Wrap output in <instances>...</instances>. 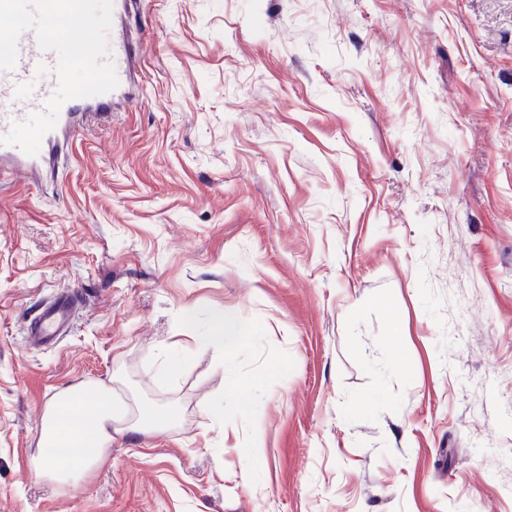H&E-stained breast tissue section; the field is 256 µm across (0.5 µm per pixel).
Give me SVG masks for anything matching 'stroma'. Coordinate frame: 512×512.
Segmentation results:
<instances>
[{"mask_svg":"<svg viewBox=\"0 0 512 512\" xmlns=\"http://www.w3.org/2000/svg\"><path fill=\"white\" fill-rule=\"evenodd\" d=\"M116 33L133 98L0 174V512H512V0H134ZM214 310L238 346H192ZM92 382L173 419L38 475ZM79 304L80 298L69 291L61 292L45 303L29 326L30 343L43 346L56 342L67 332L72 312Z\"/></svg>","mask_w":512,"mask_h":512,"instance_id":"1","label":"stroma"}]
</instances>
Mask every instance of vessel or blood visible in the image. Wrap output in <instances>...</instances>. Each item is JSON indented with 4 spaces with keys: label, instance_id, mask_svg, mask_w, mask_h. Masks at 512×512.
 <instances>
[{
    "label": "vessel or blood",
    "instance_id": "vessel-or-blood-1",
    "mask_svg": "<svg viewBox=\"0 0 512 512\" xmlns=\"http://www.w3.org/2000/svg\"><path fill=\"white\" fill-rule=\"evenodd\" d=\"M82 9L83 0H0V164L17 171L40 165L65 135L110 112L127 84L131 50L116 44L85 57L91 77L72 86L61 41L48 27L56 16L77 23ZM79 303L68 291L45 303L29 326L30 343L56 342Z\"/></svg>",
    "mask_w": 512,
    "mask_h": 512
}]
</instances>
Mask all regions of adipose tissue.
I'll list each match as a JSON object with an SVG mask.
<instances>
[{
	"label": "adipose tissue",
	"instance_id": "adipose-tissue-1",
	"mask_svg": "<svg viewBox=\"0 0 512 512\" xmlns=\"http://www.w3.org/2000/svg\"><path fill=\"white\" fill-rule=\"evenodd\" d=\"M169 419L166 409L150 403L129 410L103 383L84 384L59 392L46 406L42 451L37 471L65 481L87 475L101 463L112 446V427L131 424L132 428H152ZM70 449L68 468L57 465L56 449Z\"/></svg>",
	"mask_w": 512,
	"mask_h": 512
}]
</instances>
